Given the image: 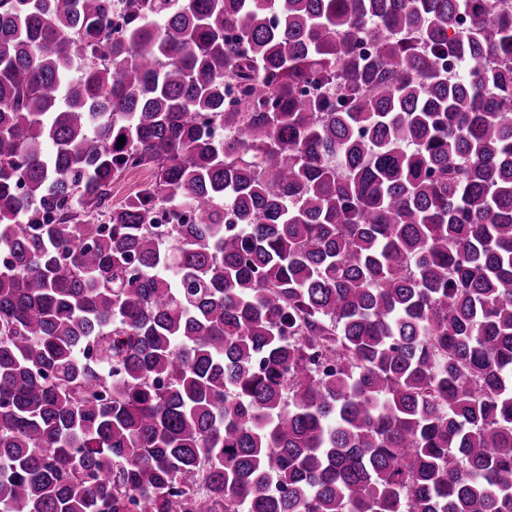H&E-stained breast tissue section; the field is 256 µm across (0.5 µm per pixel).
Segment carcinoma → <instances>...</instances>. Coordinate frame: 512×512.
Wrapping results in <instances>:
<instances>
[{
  "label": "carcinoma",
  "mask_w": 512,
  "mask_h": 512,
  "mask_svg": "<svg viewBox=\"0 0 512 512\" xmlns=\"http://www.w3.org/2000/svg\"><path fill=\"white\" fill-rule=\"evenodd\" d=\"M0 512H512V0H0ZM152 174L149 169L125 173L121 181L112 185V205L119 203L126 195L138 190L144 183L150 181Z\"/></svg>",
  "instance_id": "1"
}]
</instances>
